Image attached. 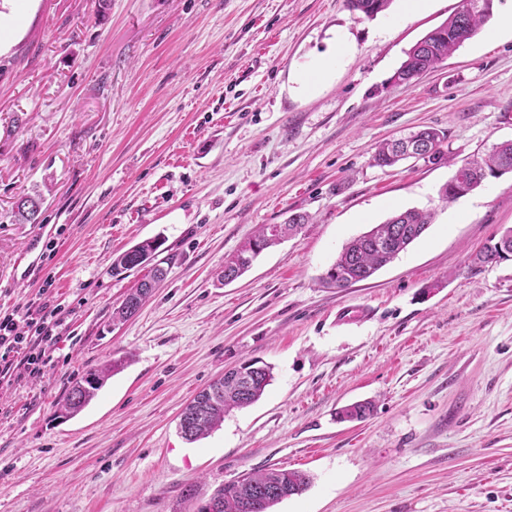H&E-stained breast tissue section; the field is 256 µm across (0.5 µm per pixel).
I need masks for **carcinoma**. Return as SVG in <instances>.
<instances>
[{"label": "carcinoma", "mask_w": 512, "mask_h": 512, "mask_svg": "<svg viewBox=\"0 0 512 512\" xmlns=\"http://www.w3.org/2000/svg\"><path fill=\"white\" fill-rule=\"evenodd\" d=\"M478 5L465 14L458 12L436 28L428 31L407 52V59L394 75V80L409 82L447 59L466 40L476 35L493 16L495 0H476ZM392 0H346L347 8L367 18H374L386 11ZM417 145H430L431 152H415L413 158L436 164L448 160L442 150L445 135L432 127L407 135ZM407 158L394 140L376 146L372 155L373 165L392 167ZM512 172V141L494 147L488 154L476 157L457 168L453 180L466 186V192L479 187L487 178H498ZM18 220L34 223L40 208V200L24 196L16 205ZM434 212L408 209L396 212L385 222L376 224L369 231L347 243L327 269L323 282L333 288H347L371 278L377 271L391 263L409 245L419 239L432 224ZM309 223V216L295 213L284 224H262L244 247L224 264L221 280L232 281L244 274L253 260L264 250L280 243L290 235L301 231ZM161 246L158 240L146 244L147 258L136 261V255L125 251L112 263L115 271L132 270L153 264L151 276L140 282L129 293L121 305L112 311V321L121 322L132 317L129 304L143 305L152 295L148 285H156L164 279L165 270L155 262ZM512 253V229L505 231L497 241L484 246L472 259L474 265H485L501 259L500 250ZM125 366V359H108L89 367L73 381L56 401L57 416L75 417L97 396L112 375ZM252 371L245 376L232 369L207 388L198 392L184 407L187 428L180 431L188 442H195L221 426L224 417L232 410L244 408L257 402L272 379L271 368L249 363ZM372 411V403L353 404L342 410V417L349 420L363 419ZM310 484L309 475L300 470L268 468L253 472L224 484L216 490L210 500L217 502L216 512H270L279 501L303 493Z\"/></svg>", "instance_id": "obj_1"}]
</instances>
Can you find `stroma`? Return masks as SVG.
Returning a JSON list of instances; mask_svg holds the SVG:
<instances>
[{
    "label": "stroma",
    "instance_id": "1",
    "mask_svg": "<svg viewBox=\"0 0 512 512\" xmlns=\"http://www.w3.org/2000/svg\"><path fill=\"white\" fill-rule=\"evenodd\" d=\"M506 4L396 84L461 0L373 19L344 0H0V309L48 280L68 311L44 378L0 384V512H197L267 468L311 477L272 512H512V259L470 265L512 228V174L458 198L461 224L439 198L512 140ZM339 39L332 79L302 94ZM424 127L449 162L373 165L379 142ZM25 195L37 223L17 219ZM409 208L435 212L420 239L368 280L322 285L347 242ZM297 212L300 234L218 282L258 225ZM151 238L166 278L113 323L146 271L112 261ZM344 307L363 319L339 323ZM111 356L125 368L56 418ZM248 360L273 369L262 398L183 439L186 402ZM365 400L372 415L339 419ZM125 359H108L101 364L89 367L85 373L71 383L63 395L56 401L55 413L58 417L69 419L75 417L97 396L112 375L125 366Z\"/></svg>",
    "mask_w": 512,
    "mask_h": 512
}]
</instances>
